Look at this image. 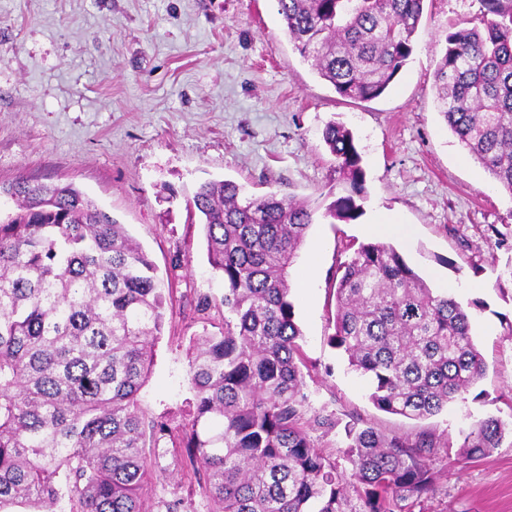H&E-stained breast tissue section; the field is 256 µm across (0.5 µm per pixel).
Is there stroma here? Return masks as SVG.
Instances as JSON below:
<instances>
[{"mask_svg":"<svg viewBox=\"0 0 512 512\" xmlns=\"http://www.w3.org/2000/svg\"><path fill=\"white\" fill-rule=\"evenodd\" d=\"M480 0H425L415 49L390 89L342 99L304 61L275 0H0V186L17 177L73 183L140 242L166 285L164 325L140 394L172 436L190 420V348L224 328V281L207 261L186 202L204 181L231 180L321 210L291 269L307 416L359 419L384 432L432 431L448 452L433 491L406 512H512V444L452 463L463 435L512 423V194L459 145L435 107L445 36L480 25ZM332 121L357 139L366 173L362 216L323 212L341 193L322 141ZM412 227L406 262L462 305L480 302L471 335L486 373L465 398L423 420L378 410L367 381L327 342L336 270L377 218ZM315 265L311 288L299 286ZM208 297L207 311L197 301ZM142 487L148 508L183 499L209 512L181 449L161 441Z\"/></svg>","mask_w":512,"mask_h":512,"instance_id":"35a3bbf8","label":"stroma"}]
</instances>
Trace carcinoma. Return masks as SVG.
Masks as SVG:
<instances>
[{"instance_id": "carcinoma-1", "label": "carcinoma", "mask_w": 512, "mask_h": 512, "mask_svg": "<svg viewBox=\"0 0 512 512\" xmlns=\"http://www.w3.org/2000/svg\"><path fill=\"white\" fill-rule=\"evenodd\" d=\"M295 49L336 93L383 95L413 52L424 0H276ZM483 26L445 37L439 113L461 146L512 194V0H482ZM322 138L348 184L327 214H363L365 171L353 132ZM0 220V512H146V438L169 435L139 394L164 323L163 282L124 225L71 183L20 177ZM190 211L224 279V331L193 344L192 418L182 444L210 512H402L432 492V433L385 435L355 420L305 419L302 331L290 269L315 211L230 180L199 185ZM335 283L328 342L370 383L369 400L408 419L441 412L486 371L470 316L384 242L350 244ZM343 426L349 472L311 439ZM497 418L465 434L458 460L500 447Z\"/></svg>"}]
</instances>
